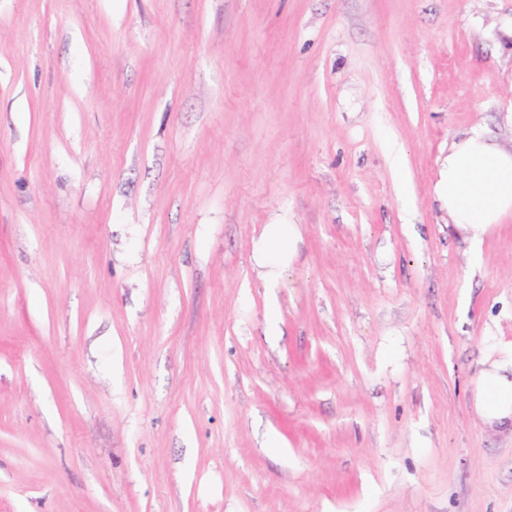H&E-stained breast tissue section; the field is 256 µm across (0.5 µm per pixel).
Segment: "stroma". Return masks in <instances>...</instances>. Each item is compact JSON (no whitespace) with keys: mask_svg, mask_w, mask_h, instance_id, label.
I'll return each mask as SVG.
<instances>
[{"mask_svg":"<svg viewBox=\"0 0 512 512\" xmlns=\"http://www.w3.org/2000/svg\"><path fill=\"white\" fill-rule=\"evenodd\" d=\"M511 17L0 0V512H512V218L475 259L434 194L512 145ZM300 241L298 225L266 224L253 245V261L268 286L274 285L284 267L291 264ZM484 365L473 384L475 414L491 428L512 426V350Z\"/></svg>","mask_w":512,"mask_h":512,"instance_id":"1","label":"stroma"}]
</instances>
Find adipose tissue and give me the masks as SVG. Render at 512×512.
<instances>
[{"mask_svg":"<svg viewBox=\"0 0 512 512\" xmlns=\"http://www.w3.org/2000/svg\"><path fill=\"white\" fill-rule=\"evenodd\" d=\"M435 192L448 224L470 246L512 216V148L473 131L456 140L439 169ZM300 241L294 224L265 225L253 245V261L267 285L291 264ZM476 416L488 427L512 426V352L487 361L473 385Z\"/></svg>","mask_w":512,"mask_h":512,"instance_id":"1","label":"adipose tissue"}]
</instances>
